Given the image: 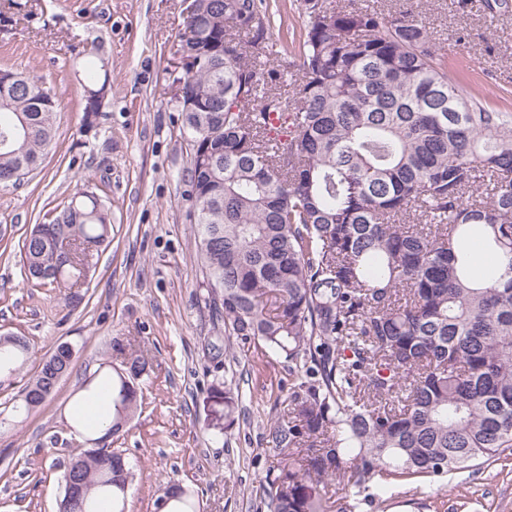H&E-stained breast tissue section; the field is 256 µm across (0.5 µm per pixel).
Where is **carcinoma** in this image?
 Segmentation results:
<instances>
[{
    "instance_id": "obj_1",
    "label": "carcinoma",
    "mask_w": 512,
    "mask_h": 512,
    "mask_svg": "<svg viewBox=\"0 0 512 512\" xmlns=\"http://www.w3.org/2000/svg\"><path fill=\"white\" fill-rule=\"evenodd\" d=\"M293 36L273 38L262 0L181 8L171 71L189 146L196 259L206 302L230 336L288 362L287 414L263 433L277 456L261 479L266 512H355L391 482L440 479L512 449V111L448 63L422 18L360 0H300ZM91 126L110 90L86 53ZM43 78L0 80V183L38 168L55 138ZM277 122H272L271 115ZM111 212L77 192L25 237L27 280L60 288L110 243ZM508 262L482 286L471 242ZM23 336L0 335V375L26 364ZM56 345L14 399L40 409L72 368ZM133 352L107 375L112 425L137 407ZM224 397L231 423L238 397ZM61 477L59 512H91L98 491L126 512L137 464L82 448ZM340 487L331 499L328 482ZM194 494L165 487L156 512Z\"/></svg>"
}]
</instances>
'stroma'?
<instances>
[{
	"instance_id": "1",
	"label": "stroma",
	"mask_w": 512,
	"mask_h": 512,
	"mask_svg": "<svg viewBox=\"0 0 512 512\" xmlns=\"http://www.w3.org/2000/svg\"><path fill=\"white\" fill-rule=\"evenodd\" d=\"M420 12L448 54L470 66L480 92L497 102L512 90V8L480 0H392ZM182 27L180 0H0V68L42 76L57 101L55 138L40 168L0 184V334L26 337L25 368L0 384V411L52 348L71 343L70 373L38 412L0 429V512H58L59 476L86 440L72 427L71 398L104 364L121 367L124 347L148 360L132 420L108 447L139 457L127 512H155L164 486L195 493L201 512H258L259 481L273 461L262 436L288 409V364L257 343L227 338L204 302L195 261L196 227L180 178L189 149L167 74ZM460 32L464 41H450ZM111 89L93 127H85L78 82L90 47ZM96 195L112 213V240L95 252L82 301L62 288L28 283L22 243L46 214L76 191ZM230 345L213 361L212 345ZM239 387V409L224 424L212 385ZM357 512H512V451L435 482L371 488Z\"/></svg>"
}]
</instances>
